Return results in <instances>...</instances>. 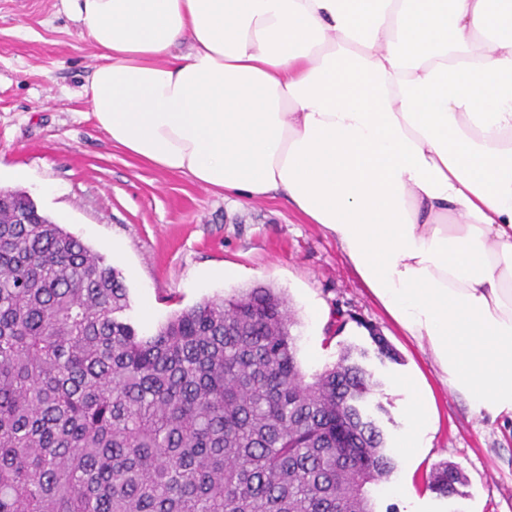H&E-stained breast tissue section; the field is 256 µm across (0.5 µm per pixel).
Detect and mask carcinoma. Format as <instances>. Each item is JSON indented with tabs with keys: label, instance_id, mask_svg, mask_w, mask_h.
I'll return each instance as SVG.
<instances>
[{
	"label": "carcinoma",
	"instance_id": "carcinoma-1",
	"mask_svg": "<svg viewBox=\"0 0 512 512\" xmlns=\"http://www.w3.org/2000/svg\"><path fill=\"white\" fill-rule=\"evenodd\" d=\"M105 259L0 201V512H376L396 462L351 350L306 381L272 288L207 298L152 334ZM382 358L396 353L373 327ZM442 464L426 487L460 494Z\"/></svg>",
	"mask_w": 512,
	"mask_h": 512
}]
</instances>
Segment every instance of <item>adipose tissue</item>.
<instances>
[{
  "label": "adipose tissue",
  "instance_id": "adipose-tissue-1",
  "mask_svg": "<svg viewBox=\"0 0 512 512\" xmlns=\"http://www.w3.org/2000/svg\"><path fill=\"white\" fill-rule=\"evenodd\" d=\"M64 3L114 147L283 195L453 393L512 420V0ZM405 390L404 459L438 423L429 388Z\"/></svg>",
  "mask_w": 512,
  "mask_h": 512
}]
</instances>
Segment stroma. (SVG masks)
<instances>
[{
	"label": "stroma",
	"mask_w": 512,
	"mask_h": 512,
	"mask_svg": "<svg viewBox=\"0 0 512 512\" xmlns=\"http://www.w3.org/2000/svg\"><path fill=\"white\" fill-rule=\"evenodd\" d=\"M98 62L61 0H0V190L25 191L39 212L105 256L143 331L206 298L257 285L283 293L306 375L333 364L343 346L364 350L361 363L379 382L368 406L388 448L409 425L395 382L422 373L438 427L377 487L379 512H512V422L472 413L429 350L386 317L336 241L285 198L228 199L114 148L83 94ZM227 265L238 271L230 281L219 276ZM340 311L352 320L335 334ZM368 323L397 360L378 357ZM445 462L464 474L463 496L427 489V474Z\"/></svg>",
	"instance_id": "stroma-1"
}]
</instances>
